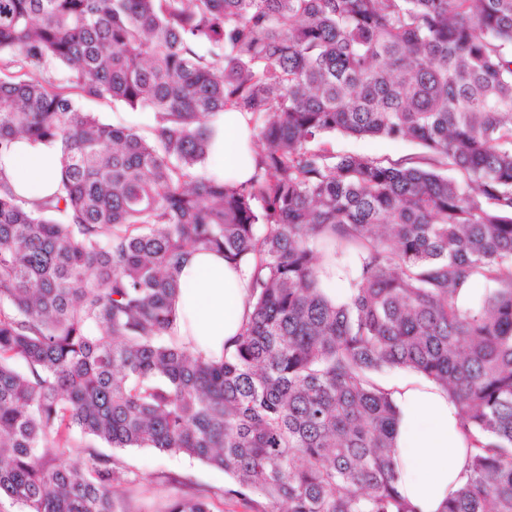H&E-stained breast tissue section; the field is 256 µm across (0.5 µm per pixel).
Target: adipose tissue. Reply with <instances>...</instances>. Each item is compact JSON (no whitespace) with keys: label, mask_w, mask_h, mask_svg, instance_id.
Masks as SVG:
<instances>
[{"label":"adipose tissue","mask_w":512,"mask_h":512,"mask_svg":"<svg viewBox=\"0 0 512 512\" xmlns=\"http://www.w3.org/2000/svg\"><path fill=\"white\" fill-rule=\"evenodd\" d=\"M210 158L215 170L234 182L251 178L255 153L247 113L219 115ZM59 171L60 153L53 146L20 142L0 157V172L31 200L53 195ZM180 281L179 336L205 358H221L249 314V270L232 267L222 254L195 251L184 262ZM393 390L400 410L394 438L399 490L416 512H441L460 481L467 455L457 407L445 390L426 380L408 379Z\"/></svg>","instance_id":"adipose-tissue-1"}]
</instances>
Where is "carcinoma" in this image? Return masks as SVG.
Returning a JSON list of instances; mask_svg holds the SVG:
<instances>
[{
  "mask_svg": "<svg viewBox=\"0 0 512 512\" xmlns=\"http://www.w3.org/2000/svg\"><path fill=\"white\" fill-rule=\"evenodd\" d=\"M2 56L24 74L0 80V155L52 144L61 172L41 201L0 178V498L119 512L134 480L95 440L197 459L262 512H415L379 379L397 368L460 414L442 512H512V0H0ZM57 65L152 112L151 136L82 111ZM225 110L255 132L245 184L201 170ZM334 132L433 166L338 153ZM191 249L253 270L219 361L174 335Z\"/></svg>",
  "mask_w": 512,
  "mask_h": 512,
  "instance_id": "carcinoma-1",
  "label": "carcinoma"
}]
</instances>
